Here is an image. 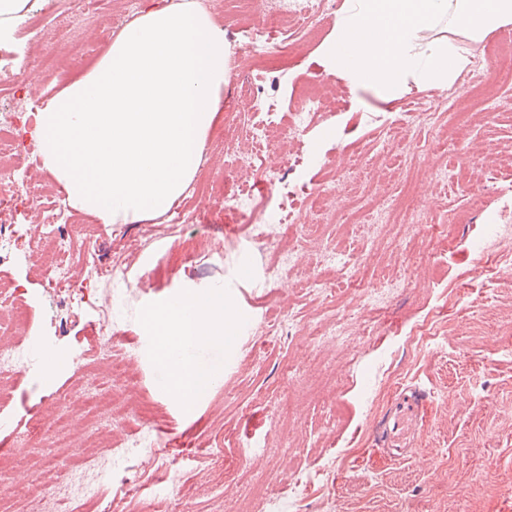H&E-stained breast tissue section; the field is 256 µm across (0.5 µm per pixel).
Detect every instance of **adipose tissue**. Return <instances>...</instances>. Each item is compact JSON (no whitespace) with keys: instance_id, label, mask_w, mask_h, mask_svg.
I'll use <instances>...</instances> for the list:
<instances>
[{"instance_id":"1","label":"adipose tissue","mask_w":512,"mask_h":512,"mask_svg":"<svg viewBox=\"0 0 512 512\" xmlns=\"http://www.w3.org/2000/svg\"><path fill=\"white\" fill-rule=\"evenodd\" d=\"M512 24V0H343L328 54L354 82L395 95L408 81L448 86L472 61L454 41L479 43ZM231 54L224 31L195 0L146 10L102 59L68 79L33 115L43 168L69 207L103 224H137L167 213L197 177L206 138L224 105ZM191 316L150 314L180 403L215 386L192 354L233 332L223 289L187 290Z\"/></svg>"}]
</instances>
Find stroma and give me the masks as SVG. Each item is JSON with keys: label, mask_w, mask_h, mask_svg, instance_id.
<instances>
[{"label": "stroma", "mask_w": 512, "mask_h": 512, "mask_svg": "<svg viewBox=\"0 0 512 512\" xmlns=\"http://www.w3.org/2000/svg\"><path fill=\"white\" fill-rule=\"evenodd\" d=\"M51 0H30L37 28L6 22V40L19 49L18 67L30 92L53 94L54 78L86 71L61 44ZM335 13L320 17L317 41L300 42L281 75L283 130L275 152L251 159L237 174L224 173V142L243 143V131L218 119L206 140L205 162L184 193L194 209L180 236L150 232L149 222L101 224L76 210L67 217L74 238H93V254H78L85 271L107 264L114 253L127 264L112 282L89 286L84 298L66 300L47 288L29 253L0 267V281L18 286L21 313L12 341L33 336L37 357L27 358L5 380L0 403V482L13 488L0 497V512H26L33 477L14 466L20 452L41 457L49 449L29 436L32 416L47 409V395L71 396L102 377L98 350L109 348L134 364L138 383L130 404L156 409L163 444L118 458L93 449L90 472L101 501L94 512H249L257 490L279 501L278 512H512V222L490 242L485 259L473 257L472 238L492 223L500 202L487 195L473 210L468 183L486 166L512 178V112L480 111L465 79L447 88L408 82L392 100L337 72L323 48L336 37ZM324 93L326 108L305 131L289 136L296 91ZM447 97L454 108L439 118L460 132L461 149L425 158L422 151L391 159L376 150L384 137L380 118L400 111L406 99L421 103ZM286 168L293 210L314 231L301 259L281 261L275 286H267L273 255L255 245L241 212L224 200L239 181H256V169ZM461 171L463 186L439 181L441 167ZM335 179L331 201L315 189ZM414 185L408 221L460 222L447 242L408 247L399 219L386 231L363 224L365 210ZM265 207L279 191L255 188ZM339 249L352 257L357 278L393 286L377 304L353 293L344 280L320 293L306 277L322 273L319 253ZM185 288L223 289L235 314L250 321L229 345H208L198 362L216 368L223 381L192 408L171 399L166 371L154 351L146 314ZM290 322H278L282 307ZM344 318L342 343H307L325 318ZM274 325L271 345L257 352L260 332ZM303 474L306 490L294 501L289 472ZM180 475L188 494L168 493L162 476ZM137 493H130V483Z\"/></svg>", "instance_id": "35a3bbf8"}]
</instances>
